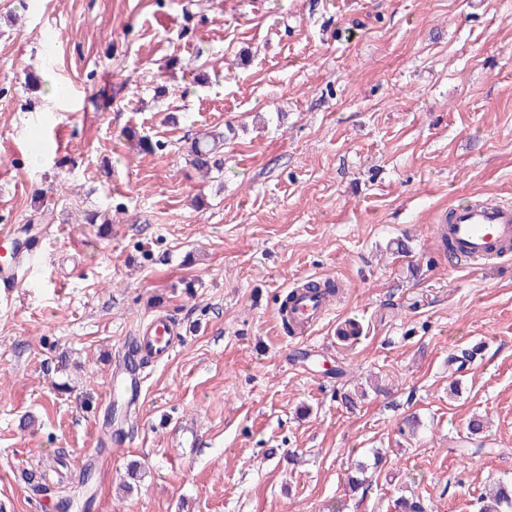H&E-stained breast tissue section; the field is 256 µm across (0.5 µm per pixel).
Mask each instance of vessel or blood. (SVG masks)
<instances>
[{
	"label": "vessel or blood",
	"mask_w": 512,
	"mask_h": 512,
	"mask_svg": "<svg viewBox=\"0 0 512 512\" xmlns=\"http://www.w3.org/2000/svg\"><path fill=\"white\" fill-rule=\"evenodd\" d=\"M439 234L448 236L457 254L468 262H489L512 252V205L495 199H481L470 207L454 210L438 226ZM328 313L325 301L310 296L296 301L297 340L307 339L313 327ZM177 331L164 315L151 316L141 334L124 350L123 362L115 368L122 375L123 386L130 398H138L145 377L131 372V365L144 361H162L170 357L175 347Z\"/></svg>",
	"instance_id": "b4317fda"
}]
</instances>
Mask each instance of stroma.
<instances>
[{"label": "stroma", "mask_w": 512, "mask_h": 512, "mask_svg": "<svg viewBox=\"0 0 512 512\" xmlns=\"http://www.w3.org/2000/svg\"><path fill=\"white\" fill-rule=\"evenodd\" d=\"M213 129L204 179L184 147ZM483 198L512 203V0H0V265L40 231L0 298V512L57 487L76 512H478L512 479V255L450 267L437 224ZM312 276L342 292L301 346L278 307ZM155 310L182 341L118 440L114 363Z\"/></svg>", "instance_id": "1"}]
</instances>
